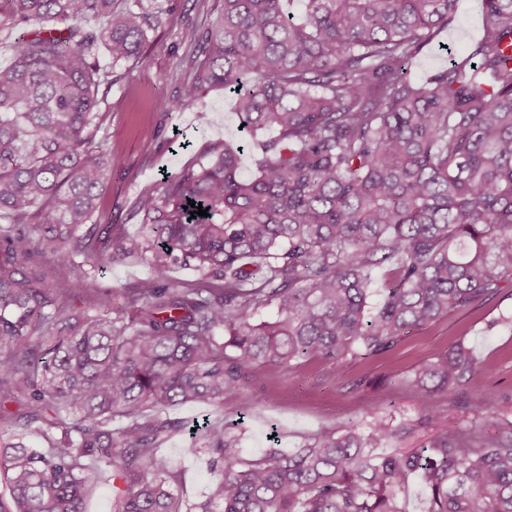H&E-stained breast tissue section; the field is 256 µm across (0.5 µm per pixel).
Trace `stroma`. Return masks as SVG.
<instances>
[{
	"label": "stroma",
	"mask_w": 512,
	"mask_h": 512,
	"mask_svg": "<svg viewBox=\"0 0 512 512\" xmlns=\"http://www.w3.org/2000/svg\"><path fill=\"white\" fill-rule=\"evenodd\" d=\"M222 0H174L169 19L152 35L141 63L134 69L113 66L107 55L99 64L111 70L112 86L106 95L107 114L102 123L87 130L93 149L118 159L103 198V223L115 224L129 235L141 226L134 214L137 196L159 177L176 171L209 142L237 143L242 132L232 99L223 91L208 94L186 109H167L161 101L176 96L187 81L182 59L195 53L197 37L219 16ZM480 32V0H462L458 15L441 35L440 45L430 46L408 65L412 77L421 78L463 52ZM145 263L132 261L92 270L91 290L85 305L120 304L124 289L147 279ZM464 341L480 364L468 398L437 394V414L460 429L479 427L471 407L480 400L498 414L512 413V287L475 309L453 312L434 324L411 330L389 354L355 359L344 370L325 360L305 363L289 371L260 365L251 386L224 411L228 420L243 417V455L252 458L277 434L283 450L297 448L304 438L324 427H343L360 421L367 404H374L390 424L408 423L415 430L399 441L402 449L420 448L436 428L420 421L422 407L410 381L424 361ZM177 435L159 450L171 488L185 502L199 500L208 472L203 457L182 451Z\"/></svg>",
	"instance_id": "1"
}]
</instances>
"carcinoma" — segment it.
<instances>
[{"label": "carcinoma", "instance_id": "obj_1", "mask_svg": "<svg viewBox=\"0 0 512 512\" xmlns=\"http://www.w3.org/2000/svg\"><path fill=\"white\" fill-rule=\"evenodd\" d=\"M301 2L296 19L283 0H223L172 101L222 89L250 136L276 135L247 153L208 143L141 192L140 234L111 227L97 251L118 164L85 136L111 83L98 54L139 62L169 0H0L21 30L0 65V213L12 218L0 226V512H86L105 466L122 482L113 512H405L415 477L424 512H512V420L499 416L495 438L446 422L396 452L409 427L372 404L363 427L251 459L206 418L183 448L206 456L204 499L169 489L158 450L183 424L165 407L231 406L257 364L384 355L512 283V0H481L472 51L423 81L406 65L461 0ZM35 204L45 218L30 225ZM129 260L151 275L121 304L76 305L84 266ZM52 265L75 277L48 281ZM175 265L196 273L191 286L170 279ZM265 309L274 319L257 322ZM476 366L459 341L417 368L422 422L438 419L436 394L466 395Z\"/></svg>", "mask_w": 512, "mask_h": 512}]
</instances>
